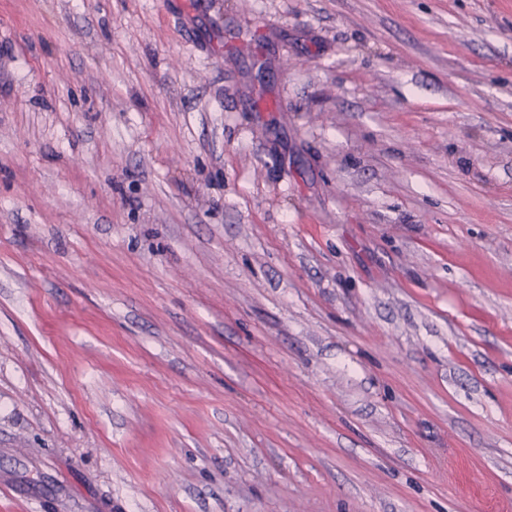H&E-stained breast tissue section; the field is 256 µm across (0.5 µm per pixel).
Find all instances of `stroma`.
I'll return each instance as SVG.
<instances>
[{
    "instance_id": "obj_1",
    "label": "stroma",
    "mask_w": 512,
    "mask_h": 512,
    "mask_svg": "<svg viewBox=\"0 0 512 512\" xmlns=\"http://www.w3.org/2000/svg\"><path fill=\"white\" fill-rule=\"evenodd\" d=\"M0 512H512V0H0Z\"/></svg>"
}]
</instances>
